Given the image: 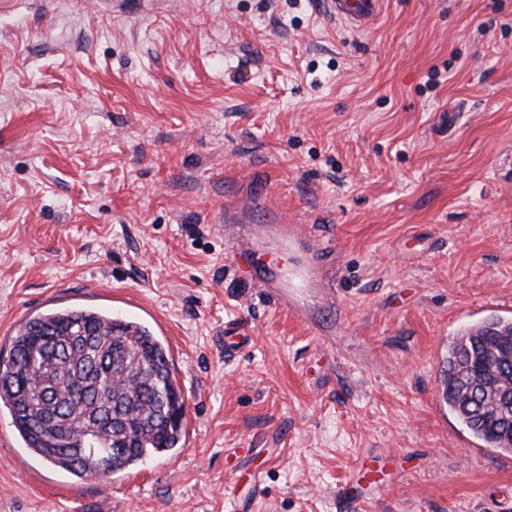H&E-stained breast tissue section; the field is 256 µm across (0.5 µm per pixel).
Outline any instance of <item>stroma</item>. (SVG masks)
I'll use <instances>...</instances> for the list:
<instances>
[{
	"instance_id": "1",
	"label": "stroma",
	"mask_w": 512,
	"mask_h": 512,
	"mask_svg": "<svg viewBox=\"0 0 512 512\" xmlns=\"http://www.w3.org/2000/svg\"><path fill=\"white\" fill-rule=\"evenodd\" d=\"M73 304L161 338L192 440L78 480L0 412V512H512L441 388L512 318V0H0V352ZM329 13L358 29H369L380 13L379 0H326Z\"/></svg>"
}]
</instances>
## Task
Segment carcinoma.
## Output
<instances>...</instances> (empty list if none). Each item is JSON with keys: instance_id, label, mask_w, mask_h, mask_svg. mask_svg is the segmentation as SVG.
Here are the masks:
<instances>
[{"instance_id": "1", "label": "carcinoma", "mask_w": 512, "mask_h": 512, "mask_svg": "<svg viewBox=\"0 0 512 512\" xmlns=\"http://www.w3.org/2000/svg\"><path fill=\"white\" fill-rule=\"evenodd\" d=\"M481 386L512 395V320L489 316L448 347L441 380L448 410L490 448L512 451V417L467 398ZM24 448L59 470L101 478L162 458L186 431L184 393L164 344L143 323L89 306L48 309L0 352V408Z\"/></svg>"}]
</instances>
